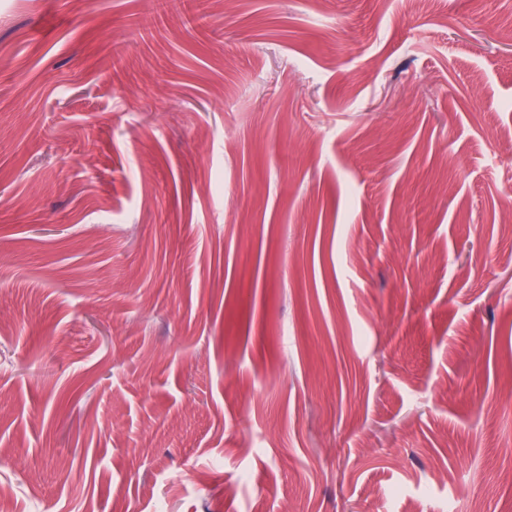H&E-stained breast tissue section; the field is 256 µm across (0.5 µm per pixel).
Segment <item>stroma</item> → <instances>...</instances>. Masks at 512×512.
I'll return each instance as SVG.
<instances>
[{
    "mask_svg": "<svg viewBox=\"0 0 512 512\" xmlns=\"http://www.w3.org/2000/svg\"><path fill=\"white\" fill-rule=\"evenodd\" d=\"M512 0H0L14 512H512Z\"/></svg>",
    "mask_w": 512,
    "mask_h": 512,
    "instance_id": "stroma-1",
    "label": "stroma"
}]
</instances>
